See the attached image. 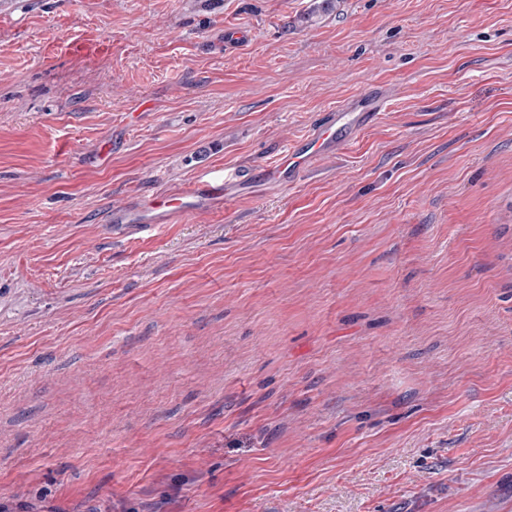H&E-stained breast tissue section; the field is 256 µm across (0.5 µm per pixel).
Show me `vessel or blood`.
<instances>
[{
    "label": "vessel or blood",
    "instance_id": "b4317fda",
    "mask_svg": "<svg viewBox=\"0 0 512 512\" xmlns=\"http://www.w3.org/2000/svg\"><path fill=\"white\" fill-rule=\"evenodd\" d=\"M385 93L373 88L342 105L321 113L318 121L300 141L288 145L274 165L241 168L233 172H210L192 185L172 193L138 194L124 206L112 209L106 221L116 235L150 231L158 224H172L182 218L227 204L248 185L260 183L281 188L298 180L312 165L335 155L342 146L371 126L381 112Z\"/></svg>",
    "mask_w": 512,
    "mask_h": 512
}]
</instances>
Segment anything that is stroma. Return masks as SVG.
Returning <instances> with one entry per match:
<instances>
[{"mask_svg": "<svg viewBox=\"0 0 512 512\" xmlns=\"http://www.w3.org/2000/svg\"><path fill=\"white\" fill-rule=\"evenodd\" d=\"M375 85L291 186L113 237L132 193L275 161ZM19 500L512 512V0H0Z\"/></svg>", "mask_w": 512, "mask_h": 512, "instance_id": "stroma-1", "label": "stroma"}]
</instances>
